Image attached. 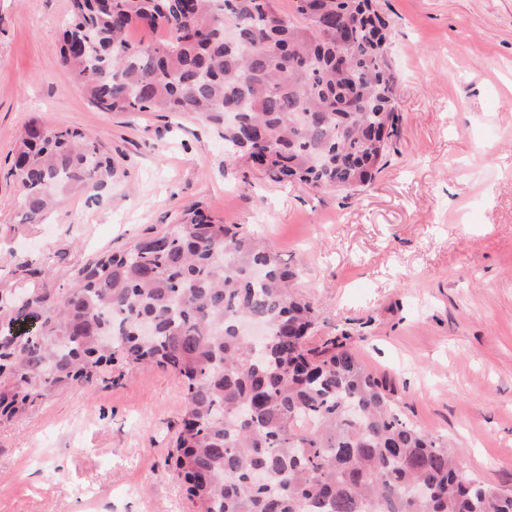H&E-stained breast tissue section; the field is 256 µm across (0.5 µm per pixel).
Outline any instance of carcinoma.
Returning a JSON list of instances; mask_svg holds the SVG:
<instances>
[{
    "mask_svg": "<svg viewBox=\"0 0 512 512\" xmlns=\"http://www.w3.org/2000/svg\"><path fill=\"white\" fill-rule=\"evenodd\" d=\"M292 4L299 23L278 0H71L59 63L99 111L191 113L276 181L355 191L400 129L388 24L372 0ZM134 28L166 39L132 43ZM113 174L98 141L39 119L10 169L28 224ZM295 277L261 239L190 210L64 292L1 297L0 415L110 363L155 362L185 386L167 463L195 512H512V491L463 475L347 335L309 345ZM27 319L37 333H14ZM244 322L265 328L259 344Z\"/></svg>",
    "mask_w": 512,
    "mask_h": 512,
    "instance_id": "carcinoma-1",
    "label": "carcinoma"
}]
</instances>
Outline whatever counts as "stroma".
Masks as SVG:
<instances>
[{"mask_svg":"<svg viewBox=\"0 0 512 512\" xmlns=\"http://www.w3.org/2000/svg\"><path fill=\"white\" fill-rule=\"evenodd\" d=\"M70 5L0 0V295L65 290L200 209L297 270L311 345L346 334L466 474L512 487V0H376L400 131L350 196L271 180L194 115L90 106L58 63ZM34 118L90 132L115 174L26 224L8 171ZM184 392L170 369L116 366L0 415V512H193L165 465Z\"/></svg>","mask_w":512,"mask_h":512,"instance_id":"obj_1","label":"stroma"}]
</instances>
